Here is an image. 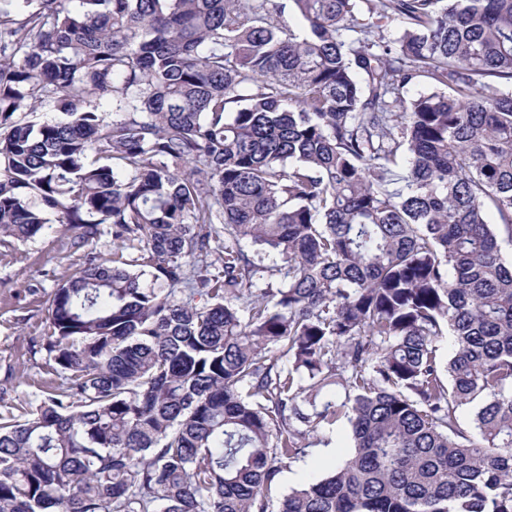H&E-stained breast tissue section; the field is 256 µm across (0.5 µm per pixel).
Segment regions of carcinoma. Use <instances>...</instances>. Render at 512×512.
Segmentation results:
<instances>
[{
    "label": "carcinoma",
    "mask_w": 512,
    "mask_h": 512,
    "mask_svg": "<svg viewBox=\"0 0 512 512\" xmlns=\"http://www.w3.org/2000/svg\"><path fill=\"white\" fill-rule=\"evenodd\" d=\"M51 213L114 249L0 512H269L345 421L276 512H512V0H0V238ZM330 440L331 444L328 447L323 445L313 447L310 455L292 460L282 469L278 484L271 492V510H277L279 501L292 488L322 478L348 456L351 448H349L350 436L347 424L339 425L330 435Z\"/></svg>",
    "instance_id": "obj_1"
}]
</instances>
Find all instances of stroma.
<instances>
[{
    "instance_id": "1",
    "label": "stroma",
    "mask_w": 512,
    "mask_h": 512,
    "mask_svg": "<svg viewBox=\"0 0 512 512\" xmlns=\"http://www.w3.org/2000/svg\"><path fill=\"white\" fill-rule=\"evenodd\" d=\"M75 235L53 214L39 237L0 243V393L13 406L27 407L57 381L40 343L49 331V294L84 261V249L73 245ZM330 440V446L313 447L310 455L283 468L272 503L292 488L322 478L348 456V426H338Z\"/></svg>"
}]
</instances>
